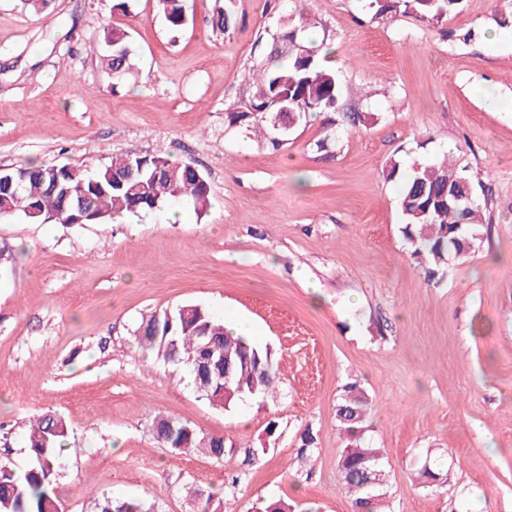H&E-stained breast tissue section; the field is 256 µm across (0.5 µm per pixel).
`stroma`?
<instances>
[{
  "instance_id": "stroma-1",
  "label": "stroma",
  "mask_w": 512,
  "mask_h": 512,
  "mask_svg": "<svg viewBox=\"0 0 512 512\" xmlns=\"http://www.w3.org/2000/svg\"><path fill=\"white\" fill-rule=\"evenodd\" d=\"M112 4L52 0L38 15L0 0V168L160 155L193 163L210 205L175 200L131 224L0 221V244L17 252L0 278V465L26 468L30 422L55 412L70 428L55 481L64 512H93L102 497L197 512L191 487L223 497L224 512L279 497L296 512H352L335 409L356 381L391 512H512V124L501 114L512 27L496 23L512 0H464L439 29L360 19L356 0H305L315 41L360 91L342 111L377 116L323 152L318 117L278 150L224 122L287 0H185L176 35L155 0ZM219 7L234 19L226 34L212 26ZM105 21L130 31L139 68L117 86L93 51ZM455 149L489 205L475 249L430 280L380 170L400 150ZM186 303L255 324L279 371L273 394L216 409L185 369L146 356L134 340L143 317ZM158 414L223 436V459L157 445ZM308 426L316 451L302 468ZM428 458L447 470L443 488L414 482Z\"/></svg>"
}]
</instances>
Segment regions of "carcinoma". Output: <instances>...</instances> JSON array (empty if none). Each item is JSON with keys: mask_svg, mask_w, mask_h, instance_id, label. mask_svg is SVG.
I'll return each instance as SVG.
<instances>
[{"mask_svg": "<svg viewBox=\"0 0 512 512\" xmlns=\"http://www.w3.org/2000/svg\"><path fill=\"white\" fill-rule=\"evenodd\" d=\"M463 0H357L358 8L373 19L411 15L439 25L461 7ZM171 31L185 26V0H157ZM315 27L302 11L280 18L276 47L253 72L252 93L242 104L224 113V121L254 131L266 145L279 149L288 135L278 136L273 125L298 128L308 116L324 115L322 151L339 137L336 119L343 88L336 69L327 65L308 33ZM97 52L106 74L125 80L133 71L134 47L128 31L102 28ZM350 127L375 121L372 112H343ZM382 178L398 189L403 234L412 255L424 264L430 277L445 270L452 259L467 256L478 241L481 215L488 199L481 198L466 167L445 155L441 158L392 156L381 169ZM470 194L455 206V191ZM206 178L191 164L172 162L149 154H119L102 165H32L0 169V221L22 217L33 222L57 224H111L129 213L163 208L182 199L195 211L209 204ZM140 344L158 361L187 369L196 391L216 407L230 409L246 400L262 398L275 389L277 368L271 350L231 335L224 321L196 304L159 309L143 319L136 330ZM229 365V387L218 382V373ZM371 400L356 381L345 384L336 405L339 434L345 442L338 460V476L364 512H382L389 474L376 448L361 444ZM156 442L173 453L196 448L216 460L224 459V438L187 429V423L158 415L152 423ZM69 427L65 418L45 413L30 423L27 447L31 465L16 470L0 466V512H62L54 485L55 474L67 450ZM316 437L304 429L298 461L315 452ZM447 476L429 463L418 470L424 487L443 486ZM96 512H147L134 498H104Z\"/></svg>", "mask_w": 512, "mask_h": 512, "instance_id": "carcinoma-1", "label": "carcinoma"}]
</instances>
